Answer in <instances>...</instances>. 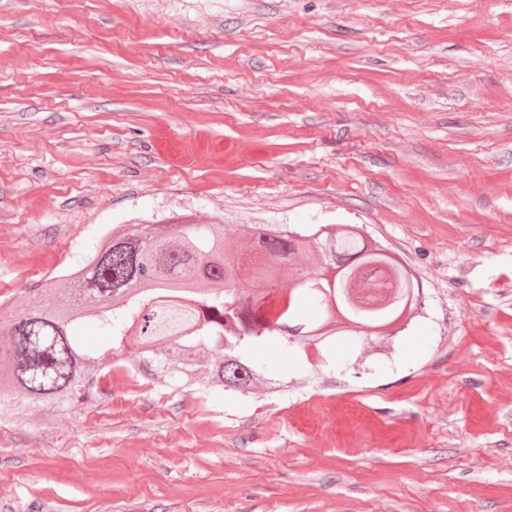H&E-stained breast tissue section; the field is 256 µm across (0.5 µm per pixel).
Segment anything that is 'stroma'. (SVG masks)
Returning <instances> with one entry per match:
<instances>
[{
	"label": "stroma",
	"mask_w": 512,
	"mask_h": 512,
	"mask_svg": "<svg viewBox=\"0 0 512 512\" xmlns=\"http://www.w3.org/2000/svg\"><path fill=\"white\" fill-rule=\"evenodd\" d=\"M182 217L363 225L424 307L363 364L252 348L284 401L112 373L0 419V512H512V0H0V301ZM330 394L369 435L316 439Z\"/></svg>",
	"instance_id": "stroma-1"
}]
</instances>
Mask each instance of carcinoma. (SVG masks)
Wrapping results in <instances>:
<instances>
[{
  "instance_id": "obj_1",
  "label": "carcinoma",
  "mask_w": 512,
  "mask_h": 512,
  "mask_svg": "<svg viewBox=\"0 0 512 512\" xmlns=\"http://www.w3.org/2000/svg\"><path fill=\"white\" fill-rule=\"evenodd\" d=\"M248 230L258 235L263 260L247 278L264 288L246 287L241 263L224 251L222 224H135L88 256L52 304L34 293L0 310V413L100 398L107 389L99 380L124 347L134 349L131 368L152 382L190 388L205 378L243 393L263 380L270 392L286 391L290 382L257 364L249 347L278 338L325 352L341 336L391 338L422 308L417 278L361 226ZM299 254H322L325 265L292 275L287 306L267 310L280 290L281 261ZM87 317L108 330V343L87 349L74 341L70 325Z\"/></svg>"
}]
</instances>
